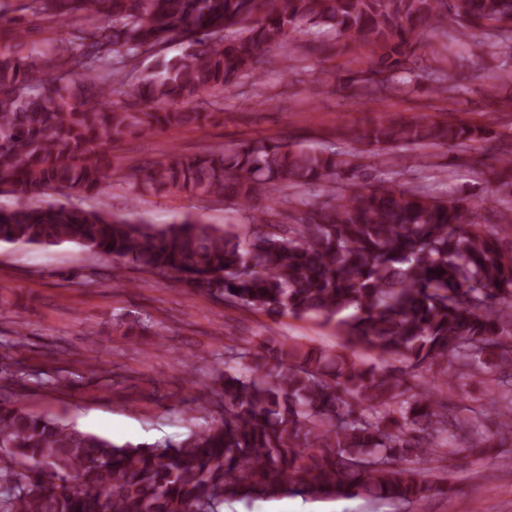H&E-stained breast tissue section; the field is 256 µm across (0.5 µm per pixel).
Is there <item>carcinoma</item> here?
<instances>
[{"instance_id":"carcinoma-1","label":"carcinoma","mask_w":512,"mask_h":512,"mask_svg":"<svg viewBox=\"0 0 512 512\" xmlns=\"http://www.w3.org/2000/svg\"><path fill=\"white\" fill-rule=\"evenodd\" d=\"M18 10L57 23L56 72L41 75L21 54L26 28L0 50V186L17 199L0 209V241L71 243L244 311L316 318L354 350L246 339L227 348L219 387L200 397L219 417L178 441L137 444L12 404L29 381L19 363L0 383V512H224L288 496L411 503L451 486L407 462L512 447V243L478 220L477 203L369 180L371 159L390 164L402 146L463 147L485 129L384 119L342 128L360 145L352 153L265 138L146 169L115 166L110 153L127 136L201 124L210 117L197 110L201 98L259 78L290 35L330 30L336 52L369 50L365 72L379 87L411 93L393 74L413 71L424 31L480 30L509 48L512 0H19ZM75 15L87 26L66 29ZM170 41L182 53L139 80L140 107L113 101L112 80ZM500 163L492 201L497 223L512 228V147ZM115 181L134 200L233 199L242 230L192 217L157 227L50 200L103 195ZM320 185L326 193L310 201L304 191ZM284 191L292 223L272 206L253 213L254 197L274 202ZM422 370L450 394L458 380L479 379L492 428L415 383ZM70 382L59 367L39 384Z\"/></svg>"}]
</instances>
